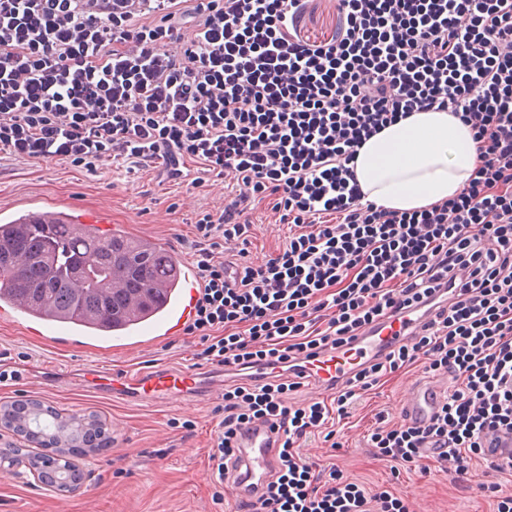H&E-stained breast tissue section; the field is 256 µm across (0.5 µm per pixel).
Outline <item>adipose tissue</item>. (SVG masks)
<instances>
[{
    "instance_id": "adipose-tissue-1",
    "label": "adipose tissue",
    "mask_w": 512,
    "mask_h": 512,
    "mask_svg": "<svg viewBox=\"0 0 512 512\" xmlns=\"http://www.w3.org/2000/svg\"><path fill=\"white\" fill-rule=\"evenodd\" d=\"M475 166L467 126L446 112H417L367 140L355 172L369 201L409 210L458 193Z\"/></svg>"
}]
</instances>
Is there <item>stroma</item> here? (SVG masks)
I'll return each mask as SVG.
<instances>
[{
  "instance_id": "stroma-1",
  "label": "stroma",
  "mask_w": 512,
  "mask_h": 512,
  "mask_svg": "<svg viewBox=\"0 0 512 512\" xmlns=\"http://www.w3.org/2000/svg\"><path fill=\"white\" fill-rule=\"evenodd\" d=\"M231 188L223 177L204 176L201 185L160 181L153 170L120 163L87 171L61 161L0 159V224L23 215L62 211L90 216L101 211L108 226L151 239L181 263H192L190 242L199 213L223 209ZM248 247L252 261L282 247L287 225L277 223L270 204L253 214ZM199 339L137 338L127 344L84 338L0 316V364L18 370L24 385L0 381V402L38 399L69 413H95L106 424L112 445L75 463L84 473L83 494L66 497L44 489L33 477L0 474V512H235L238 500L225 490L215 500L209 454L217 422L214 408L224 390L216 384L205 399L165 405L121 397H97L83 389L81 369L98 365L123 373L134 368L179 369L199 364ZM423 366L384 377L364 392L348 423L336 425L334 441L309 439L306 459L333 463L373 492L389 490L409 500L413 512H491L478 490L486 468L470 464L471 476L453 480L443 472H422L412 464L390 465L374 456L368 435L378 413L401 420L402 400L412 383L428 381ZM194 422L193 431L184 422Z\"/></svg>"
}]
</instances>
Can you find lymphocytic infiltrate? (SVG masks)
Returning a JSON list of instances; mask_svg holds the SVG:
<instances>
[{"mask_svg": "<svg viewBox=\"0 0 512 512\" xmlns=\"http://www.w3.org/2000/svg\"><path fill=\"white\" fill-rule=\"evenodd\" d=\"M308 0H0V153L93 171L123 160L181 183L190 163L225 177L200 215V278L188 330L209 360L264 368L225 384L210 455L216 476L249 425H267L279 466L248 512H410L300 447L361 393L423 363L454 386L423 424L378 415L377 457L432 461L512 512V0H339L323 37ZM468 126L477 164L454 197L397 210L367 201L359 148L416 112ZM273 199L288 241L247 259L252 212ZM237 244L216 259L217 241ZM470 270L468 281L455 278ZM406 311L433 317L354 371L332 402L291 403L306 360L350 346Z\"/></svg>", "mask_w": 512, "mask_h": 512, "instance_id": "lymphocytic-infiltrate-1", "label": "lymphocytic infiltrate"}]
</instances>
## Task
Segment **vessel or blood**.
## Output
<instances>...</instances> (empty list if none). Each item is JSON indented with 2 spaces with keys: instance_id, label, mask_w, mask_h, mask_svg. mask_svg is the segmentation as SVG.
Wrapping results in <instances>:
<instances>
[{
  "instance_id": "1",
  "label": "vessel or blood",
  "mask_w": 512,
  "mask_h": 512,
  "mask_svg": "<svg viewBox=\"0 0 512 512\" xmlns=\"http://www.w3.org/2000/svg\"><path fill=\"white\" fill-rule=\"evenodd\" d=\"M196 272L187 269L181 296L171 304L158 320L145 323L141 333L157 339H165L177 333L192 316L195 294ZM399 326L385 327L380 333H365L354 345L352 351L336 354L331 359L311 361L308 370L312 386L324 392L333 391L347 380L352 367L373 360L379 353L381 342L404 340ZM208 368L192 367L183 370L140 369L135 373H116L98 366L84 370L88 387L94 392L109 396L127 395L142 402L163 403L187 395H206L208 391ZM442 395L438 383L431 382L410 389L402 405L407 420H426L436 401ZM241 458L225 463V470L245 473L247 483L258 485L275 472L278 462L274 436L266 426L256 424L246 430L239 441Z\"/></svg>"
}]
</instances>
